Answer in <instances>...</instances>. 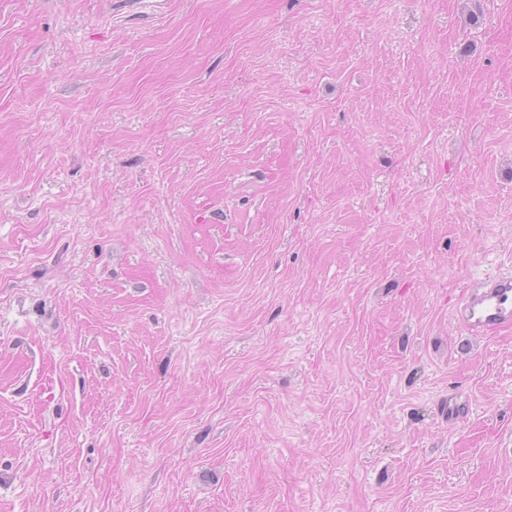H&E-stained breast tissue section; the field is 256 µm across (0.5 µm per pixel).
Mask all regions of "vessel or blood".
Here are the masks:
<instances>
[{
    "mask_svg": "<svg viewBox=\"0 0 512 512\" xmlns=\"http://www.w3.org/2000/svg\"><path fill=\"white\" fill-rule=\"evenodd\" d=\"M456 315L475 337L488 336L512 325V274L485 279L471 289Z\"/></svg>",
    "mask_w": 512,
    "mask_h": 512,
    "instance_id": "obj_1",
    "label": "vessel or blood"
}]
</instances>
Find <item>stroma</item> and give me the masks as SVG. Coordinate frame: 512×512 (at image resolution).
<instances>
[{
  "label": "stroma",
  "instance_id": "1",
  "mask_svg": "<svg viewBox=\"0 0 512 512\" xmlns=\"http://www.w3.org/2000/svg\"><path fill=\"white\" fill-rule=\"evenodd\" d=\"M508 271L512 0H0V512H512ZM456 315L475 337L490 336L512 325V274L487 278L471 289Z\"/></svg>",
  "mask_w": 512,
  "mask_h": 512
}]
</instances>
